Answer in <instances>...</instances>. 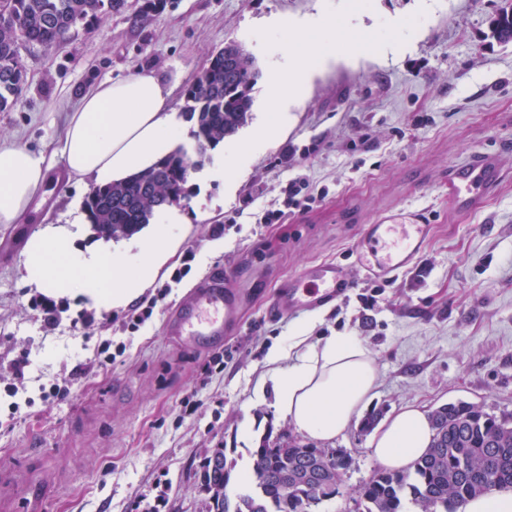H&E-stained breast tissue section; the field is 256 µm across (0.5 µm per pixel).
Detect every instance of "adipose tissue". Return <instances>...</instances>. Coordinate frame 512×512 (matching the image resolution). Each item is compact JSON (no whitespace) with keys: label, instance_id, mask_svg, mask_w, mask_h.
Wrapping results in <instances>:
<instances>
[{"label":"adipose tissue","instance_id":"1","mask_svg":"<svg viewBox=\"0 0 512 512\" xmlns=\"http://www.w3.org/2000/svg\"><path fill=\"white\" fill-rule=\"evenodd\" d=\"M341 39L331 18L310 29H289L282 42V64L271 70L265 89L272 110L238 152L232 166L208 171L209 179L232 187L238 171L288 123L291 108L304 95L312 69L336 60ZM171 90L154 71L140 70L85 92L70 113L56 156L0 139V225L19 224L43 193L54 166L71 178L96 187L125 181L173 153L185 127L170 102ZM88 216L72 209L63 224H48L30 236L22 256L26 284L46 295L70 297L110 310L126 306L167 264L177 245L174 225L189 223L181 208L170 209L164 223L152 225L131 241L100 242L79 248L74 239ZM293 362L281 369L280 354L256 384V402L273 398L278 413L301 434L320 441L342 435L354 415L372 399L377 370L368 348L355 336L339 334L308 343L295 336ZM432 438L428 411L408 405L373 434L370 447L383 466L403 469L421 455Z\"/></svg>","mask_w":512,"mask_h":512}]
</instances>
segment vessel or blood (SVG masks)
Returning <instances> with one entry per match:
<instances>
[{
	"label": "vessel or blood",
	"mask_w": 512,
	"mask_h": 512,
	"mask_svg": "<svg viewBox=\"0 0 512 512\" xmlns=\"http://www.w3.org/2000/svg\"><path fill=\"white\" fill-rule=\"evenodd\" d=\"M502 179L493 152H478L453 165L445 184L448 207L467 211L492 195ZM432 234L422 213H382L361 233L354 249L357 267L367 278L387 280L404 271ZM236 267L211 273L191 289L186 302L172 308L165 320L168 338L199 352L223 348L242 325L248 301L237 285ZM355 283L343 266L322 262L290 277L277 288L267 307L269 317L310 311L346 296Z\"/></svg>",
	"instance_id": "vessel-or-blood-1"
}]
</instances>
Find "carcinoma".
Masks as SVG:
<instances>
[{
    "instance_id": "obj_1",
    "label": "carcinoma",
    "mask_w": 512,
    "mask_h": 512,
    "mask_svg": "<svg viewBox=\"0 0 512 512\" xmlns=\"http://www.w3.org/2000/svg\"><path fill=\"white\" fill-rule=\"evenodd\" d=\"M126 9V0H0V112L9 109L27 82L21 49L65 44L80 29ZM494 40L512 42V15L489 19ZM260 70L242 45L230 42L213 54L186 90L183 114L193 122L196 155L235 135L253 107ZM199 161L176 151L154 168L125 182L94 189L84 207L100 236L126 237L165 207L189 197L188 181ZM431 443L401 470L380 468L356 490L357 512H461L470 499L492 488H512V422L466 402L439 406L429 415ZM247 492L230 495L233 462L203 466L207 512H302L339 493L351 458L293 437L260 436L250 450Z\"/></svg>"
}]
</instances>
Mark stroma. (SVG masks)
<instances>
[{"mask_svg": "<svg viewBox=\"0 0 512 512\" xmlns=\"http://www.w3.org/2000/svg\"><path fill=\"white\" fill-rule=\"evenodd\" d=\"M143 0L80 31L64 46L21 51L27 84L0 112V138L52 152L83 93L105 81L150 69L171 87L175 109L212 52L237 41L260 71L279 62L283 29L271 19L298 21L349 8L364 14L365 34L382 42L393 19L416 33L393 55L352 56L319 71L288 126L256 154L233 193L193 172L182 201L191 221L176 227L179 245L141 296L154 301L137 332L130 308L86 311L62 298L49 328L22 277V247L43 217L80 206L89 188L55 168L38 210L26 224L0 227V512L32 486L43 487L37 512H143L157 483L166 486L159 512H206L200 489L210 449L225 447L237 470L249 468L255 435L293 434L272 403L253 401L272 350H287L301 316H266L276 284L315 263L349 267L355 288L322 307L314 337L348 333L368 348L378 373L368 411L387 418L401 407L427 409L464 401L496 417H512V43L489 35L504 0H170L139 17ZM370 145H362L363 135ZM315 146L299 169L283 161L286 146ZM499 150L505 181L485 206L454 214L440 185L454 163ZM325 188L321 206L263 224V209L281 202L295 172ZM237 223L214 236L213 200ZM425 210L434 224L422 255L396 277L374 282L354 266L352 251L366 224L387 209ZM194 253L190 272L175 270ZM232 264L262 287L247 307L239 335L219 353L175 348L164 334L169 309L211 270ZM165 297H158L161 285ZM89 313L75 330L72 318ZM124 342L112 364L95 363L104 341ZM222 356L223 371L211 370ZM27 357L25 390L9 396L14 359ZM69 379V396L46 403L37 386ZM202 404L188 413L183 400ZM33 405H26V398ZM18 412H11L12 402ZM355 417L334 448L352 459L336 498L313 512H353L354 491L377 468L370 435Z\"/></svg>", "mask_w": 512, "mask_h": 512, "instance_id": "35a3bbf8", "label": "stroma"}]
</instances>
